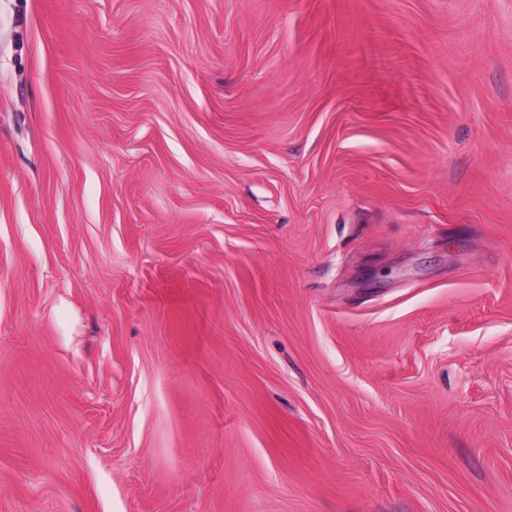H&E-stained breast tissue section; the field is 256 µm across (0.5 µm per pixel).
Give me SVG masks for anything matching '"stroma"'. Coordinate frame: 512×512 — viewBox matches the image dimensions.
<instances>
[{
  "label": "stroma",
  "mask_w": 512,
  "mask_h": 512,
  "mask_svg": "<svg viewBox=\"0 0 512 512\" xmlns=\"http://www.w3.org/2000/svg\"><path fill=\"white\" fill-rule=\"evenodd\" d=\"M0 512H512V0H0Z\"/></svg>",
  "instance_id": "35a3bbf8"
}]
</instances>
